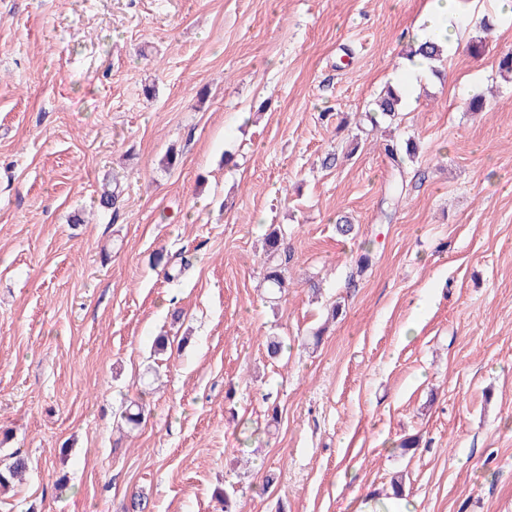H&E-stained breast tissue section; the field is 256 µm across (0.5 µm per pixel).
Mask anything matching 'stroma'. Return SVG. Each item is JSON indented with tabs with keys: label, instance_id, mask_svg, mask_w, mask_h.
I'll return each mask as SVG.
<instances>
[{
	"label": "stroma",
	"instance_id": "35a3bbf8",
	"mask_svg": "<svg viewBox=\"0 0 512 512\" xmlns=\"http://www.w3.org/2000/svg\"><path fill=\"white\" fill-rule=\"evenodd\" d=\"M426 3L0 0V468L30 466L0 512H127L135 491L222 512L219 487L242 512H356L396 475L413 512H512V16L460 0L485 50L403 104L420 150L399 202L360 120ZM272 224L292 254L275 303ZM160 250L190 257L180 282ZM163 330L185 350L155 358Z\"/></svg>",
	"mask_w": 512,
	"mask_h": 512
}]
</instances>
